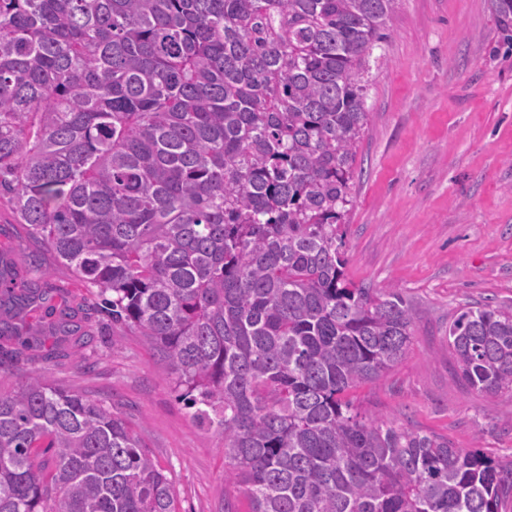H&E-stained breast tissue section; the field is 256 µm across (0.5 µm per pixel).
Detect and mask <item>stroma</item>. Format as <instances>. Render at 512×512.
Here are the masks:
<instances>
[{"label":"stroma","mask_w":512,"mask_h":512,"mask_svg":"<svg viewBox=\"0 0 512 512\" xmlns=\"http://www.w3.org/2000/svg\"><path fill=\"white\" fill-rule=\"evenodd\" d=\"M491 0H402L367 75L368 124L344 219L346 273L355 283L400 289L416 314L402 361L353 391L378 412L479 448L512 465V395L478 396L448 350V325L467 304H512V49L501 43ZM50 306L72 307L83 335L40 350L0 337V377L31 370L91 398L110 399L145 430L171 473L180 512H252L224 480L222 440L179 403L143 337L113 338L92 294L61 265L46 280ZM92 334L85 343L84 334Z\"/></svg>","instance_id":"35a3bbf8"}]
</instances>
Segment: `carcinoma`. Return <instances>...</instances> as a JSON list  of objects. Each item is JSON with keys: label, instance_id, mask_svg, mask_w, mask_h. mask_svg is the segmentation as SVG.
I'll use <instances>...</instances> for the list:
<instances>
[{"label": "carcinoma", "instance_id": "obj_1", "mask_svg": "<svg viewBox=\"0 0 512 512\" xmlns=\"http://www.w3.org/2000/svg\"><path fill=\"white\" fill-rule=\"evenodd\" d=\"M399 3L0 0L18 224L0 336L43 346L24 317L66 266L224 436L252 512H499L512 494L511 468L349 398L415 338L400 289L347 277L342 231L363 74ZM495 5L512 47V0ZM79 331L58 308L52 334ZM448 350L479 396L512 393V306L460 308ZM0 512H176V492L112 406L29 372L0 380Z\"/></svg>", "mask_w": 512, "mask_h": 512}]
</instances>
